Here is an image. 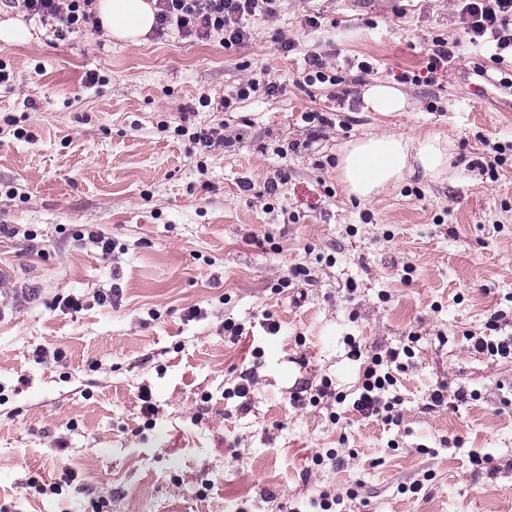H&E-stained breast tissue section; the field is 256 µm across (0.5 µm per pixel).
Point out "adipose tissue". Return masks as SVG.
Instances as JSON below:
<instances>
[{
  "mask_svg": "<svg viewBox=\"0 0 512 512\" xmlns=\"http://www.w3.org/2000/svg\"><path fill=\"white\" fill-rule=\"evenodd\" d=\"M94 9L103 33L117 41L141 44L155 26L153 0H96ZM362 101L365 111L382 116L408 106L402 89L381 82L366 86ZM452 151L448 139L435 132H384L342 144L336 154V179L347 196L370 201L417 173L434 180L450 178Z\"/></svg>",
  "mask_w": 512,
  "mask_h": 512,
  "instance_id": "adipose-tissue-1",
  "label": "adipose tissue"
}]
</instances>
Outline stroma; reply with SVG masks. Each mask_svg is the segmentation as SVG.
Listing matches in <instances>:
<instances>
[{
  "label": "stroma",
  "mask_w": 512,
  "mask_h": 512,
  "mask_svg": "<svg viewBox=\"0 0 512 512\" xmlns=\"http://www.w3.org/2000/svg\"><path fill=\"white\" fill-rule=\"evenodd\" d=\"M8 19L19 37L0 40V512H308L323 491L336 512H512V359L468 342L496 312L512 336V162L494 178L482 169L488 146L512 147V92L470 46L455 0H279L231 48L174 29L139 46L81 29L60 40L0 6ZM438 38L465 56L430 73ZM315 57L329 80L309 85ZM260 64L274 92L222 108ZM378 80L409 94L406 111H364L361 89ZM306 112L333 122L312 129ZM219 123L224 143L204 154L177 133ZM385 124L447 136L452 176L346 197L339 146ZM59 294L82 309H55ZM228 321L241 338L225 336ZM350 337L372 353L412 345L398 422L347 401L291 404L303 379L354 390ZM440 384L469 397L429 409ZM330 449L344 465L313 463Z\"/></svg>",
  "instance_id": "1"
}]
</instances>
